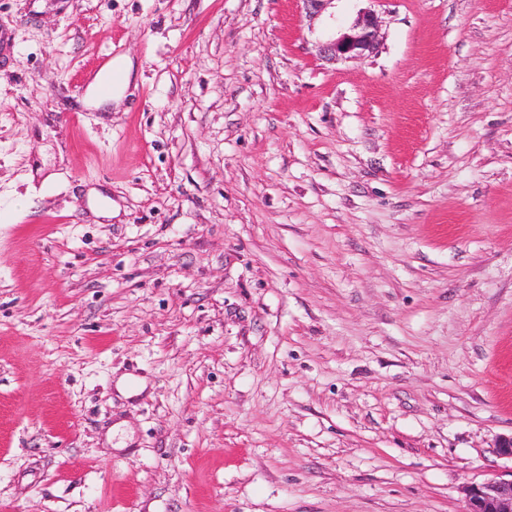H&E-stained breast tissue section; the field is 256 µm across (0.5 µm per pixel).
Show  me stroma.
Segmentation results:
<instances>
[{
  "mask_svg": "<svg viewBox=\"0 0 512 512\" xmlns=\"http://www.w3.org/2000/svg\"><path fill=\"white\" fill-rule=\"evenodd\" d=\"M383 18L331 65L297 0H0V512H465L512 472V0ZM123 71V80L117 86L114 92L102 93L100 86L104 82L106 75L104 71L107 66L102 68L94 77L88 86L87 92L83 98V104L87 108L98 109L105 104H115L116 106L125 98L129 88V77L132 71V62L130 60L120 61L118 64Z\"/></svg>",
  "mask_w": 512,
  "mask_h": 512,
  "instance_id": "stroma-1",
  "label": "stroma"
}]
</instances>
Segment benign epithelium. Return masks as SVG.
I'll return each mask as SVG.
<instances>
[{"instance_id":"obj_1","label":"benign epithelium","mask_w":512,"mask_h":512,"mask_svg":"<svg viewBox=\"0 0 512 512\" xmlns=\"http://www.w3.org/2000/svg\"><path fill=\"white\" fill-rule=\"evenodd\" d=\"M309 27L321 21L338 0H299ZM370 6L357 10L350 20L335 26L334 32L315 44L318 59L331 64L364 60L380 43L382 17L376 7L386 0H368ZM465 512H512V477L496 478L464 487Z\"/></svg>"}]
</instances>
